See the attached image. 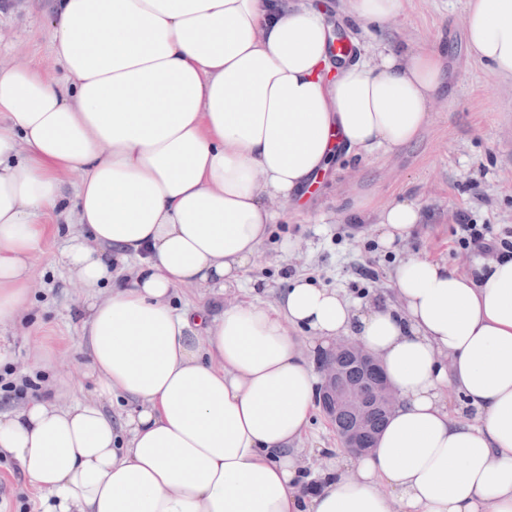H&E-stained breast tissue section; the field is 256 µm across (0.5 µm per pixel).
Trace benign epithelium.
<instances>
[{
  "instance_id": "obj_1",
  "label": "benign epithelium",
  "mask_w": 512,
  "mask_h": 512,
  "mask_svg": "<svg viewBox=\"0 0 512 512\" xmlns=\"http://www.w3.org/2000/svg\"><path fill=\"white\" fill-rule=\"evenodd\" d=\"M351 358L353 363L378 376V382L371 393L363 387L347 382L343 377L340 359ZM317 370L322 375L321 397L319 405L331 424H336L337 413L346 410L356 420V427L349 430L335 428L341 447L355 457L362 456L373 447L374 435L369 429L370 413L378 405L392 410L397 403L395 390L389 385L382 372L379 361L354 339H340L329 352L317 360Z\"/></svg>"
}]
</instances>
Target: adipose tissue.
Instances as JSON below:
<instances>
[{"mask_svg": "<svg viewBox=\"0 0 512 512\" xmlns=\"http://www.w3.org/2000/svg\"><path fill=\"white\" fill-rule=\"evenodd\" d=\"M44 14L63 80L0 66V326L26 309L48 218L67 216L61 262L90 296L99 396L0 412V452L44 512H512V255L472 274L411 255L394 305L304 277L269 303L220 296L334 153L413 142L448 89L442 50L334 63L335 25L303 0H44ZM466 36L512 77V0H469ZM419 220L408 200L377 211L380 244ZM188 284L213 289L208 306H173ZM342 336L398 403L371 452L309 475L308 350ZM118 394L131 407L116 419L103 401Z\"/></svg>", "mask_w": 512, "mask_h": 512, "instance_id": "1", "label": "adipose tissue"}]
</instances>
